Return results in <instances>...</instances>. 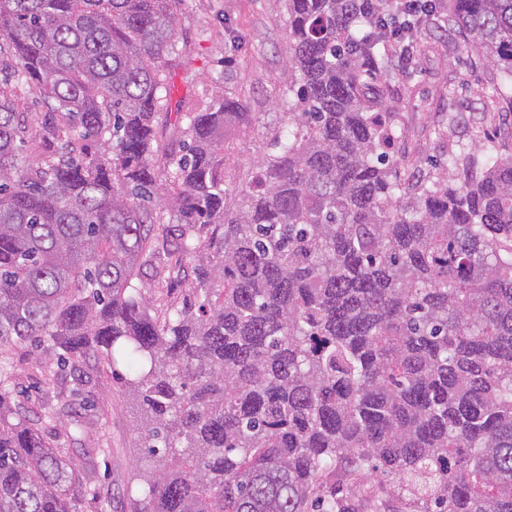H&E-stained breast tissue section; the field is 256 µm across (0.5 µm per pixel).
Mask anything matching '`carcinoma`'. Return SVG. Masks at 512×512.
Masks as SVG:
<instances>
[{
    "label": "carcinoma",
    "mask_w": 512,
    "mask_h": 512,
    "mask_svg": "<svg viewBox=\"0 0 512 512\" xmlns=\"http://www.w3.org/2000/svg\"><path fill=\"white\" fill-rule=\"evenodd\" d=\"M179 0H0V351L127 361L158 468L133 512H512V154L485 130L430 169L389 152L412 60L385 0H286L288 129L237 199L218 90L160 152ZM493 67L512 110V0L406 16ZM47 112L30 133L18 105ZM179 240L194 300L134 284ZM0 387V512H76L78 463Z\"/></svg>",
    "instance_id": "cac0c4a2"
}]
</instances>
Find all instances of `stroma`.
I'll list each match as a JSON object with an SVG mask.
<instances>
[{"label": "stroma", "mask_w": 512, "mask_h": 512, "mask_svg": "<svg viewBox=\"0 0 512 512\" xmlns=\"http://www.w3.org/2000/svg\"><path fill=\"white\" fill-rule=\"evenodd\" d=\"M285 20L284 0H181L178 6V38L191 43L192 61L170 69L169 94L158 120L175 128L177 113L204 107L220 88L244 94L254 122L226 132L224 187L233 196L266 153L271 133L288 126L285 109L270 104L286 83ZM431 38L435 46L418 59L419 81L402 109L406 129L392 147L399 159L439 157L449 143L468 142L471 128L483 119L476 81L488 78L491 67L474 60L457 32H435ZM450 79L456 85L457 110L452 114L437 109L438 95ZM438 124L447 126V139L432 135ZM0 365L13 406L47 441L69 448L81 460L84 496L79 512H131V500L140 496L146 477L133 429L140 413L122 381L125 365L90 357L75 371L53 359H39L23 343L1 352Z\"/></svg>", "instance_id": "stroma-1"}]
</instances>
